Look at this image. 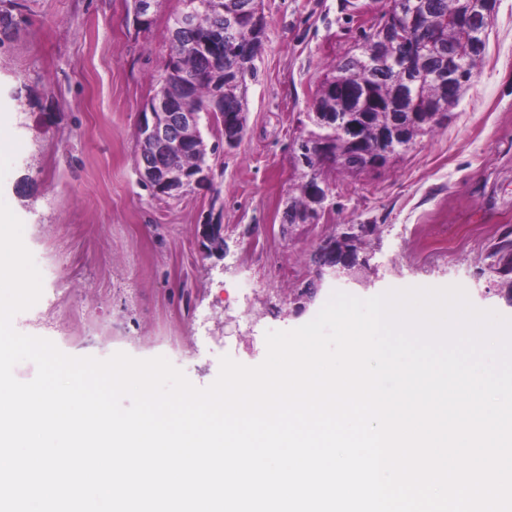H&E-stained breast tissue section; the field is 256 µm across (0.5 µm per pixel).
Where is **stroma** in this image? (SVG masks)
Wrapping results in <instances>:
<instances>
[{
  "label": "stroma",
  "instance_id": "obj_1",
  "mask_svg": "<svg viewBox=\"0 0 512 512\" xmlns=\"http://www.w3.org/2000/svg\"><path fill=\"white\" fill-rule=\"evenodd\" d=\"M362 2L261 0L244 139L211 156L212 188L165 198L141 184L136 133L179 0H162L146 29L131 0H0V122L21 145L0 155V199L42 275L14 329L73 357L162 356L205 388L221 357L259 365L267 331L306 324L336 291L457 285L512 319V0H496L477 73L443 125L385 168L330 173L320 223L282 221L320 83L388 6L362 14ZM205 224L223 225V255L201 249ZM344 224L369 227L356 282L319 273V242ZM307 288L312 301L293 311Z\"/></svg>",
  "mask_w": 512,
  "mask_h": 512
}]
</instances>
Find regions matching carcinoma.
I'll return each mask as SVG.
<instances>
[{
    "instance_id": "1",
    "label": "carcinoma",
    "mask_w": 512,
    "mask_h": 512,
    "mask_svg": "<svg viewBox=\"0 0 512 512\" xmlns=\"http://www.w3.org/2000/svg\"><path fill=\"white\" fill-rule=\"evenodd\" d=\"M425 1L431 2L433 8L428 13L416 12L421 17L423 35L444 44L463 63L454 95L440 97L438 86L426 76L415 85L405 87L401 93L402 111H389L395 90L393 77L408 48L381 39L378 31L373 30L363 34L358 44L359 53L344 57L325 75L311 111L333 112L343 121L353 111L369 112L373 121L384 125L397 119L406 121L413 112L418 122L406 127L407 141L411 143L440 126L470 84L478 58L470 52L469 34L462 17L467 10V0H420ZM240 2L242 0H200L196 26L168 45L165 73L157 80L155 92L172 82L179 88L181 98L198 112H205L207 105L221 101L223 112L245 118L246 79L254 75L265 26L256 28L251 17L243 16L232 29H227V18L238 12ZM175 135L181 141V148L165 159L168 168L193 172L208 165L210 156L219 148L217 143L207 145L201 131L194 127H178ZM302 149L310 168H297L299 176L288 190L284 204L283 222L286 224L320 222L318 210L313 208L311 189L325 184L327 170L341 168L356 174L366 162L370 163V169L378 170L391 160L371 141L357 150L350 148L347 134L339 129L332 132L329 153H321V145L311 136L302 137Z\"/></svg>"
}]
</instances>
